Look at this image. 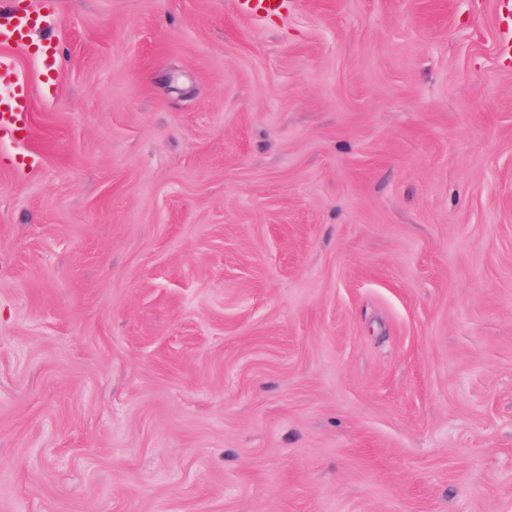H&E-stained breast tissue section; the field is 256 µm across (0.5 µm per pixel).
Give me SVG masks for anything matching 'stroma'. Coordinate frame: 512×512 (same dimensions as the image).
Here are the masks:
<instances>
[{
	"label": "stroma",
	"instance_id": "stroma-1",
	"mask_svg": "<svg viewBox=\"0 0 512 512\" xmlns=\"http://www.w3.org/2000/svg\"><path fill=\"white\" fill-rule=\"evenodd\" d=\"M0 512H512V0H12ZM39 19L40 15L36 8L25 15L2 12L0 14V42H23L32 29L42 25ZM0 85L10 87L7 97L0 96V139H25L30 132V95L18 80L11 59L6 56H0Z\"/></svg>",
	"mask_w": 512,
	"mask_h": 512
}]
</instances>
